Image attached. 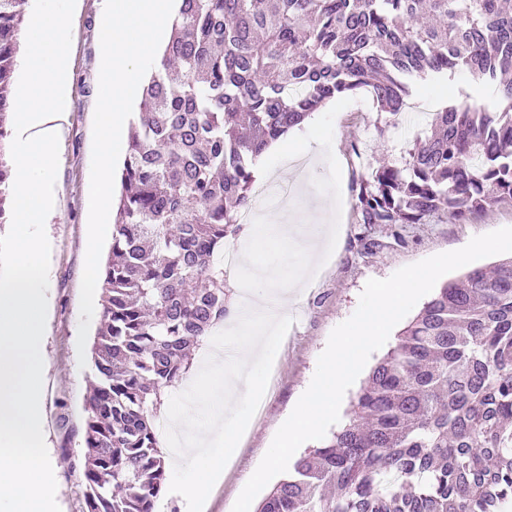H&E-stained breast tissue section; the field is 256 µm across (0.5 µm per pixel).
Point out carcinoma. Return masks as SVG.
Masks as SVG:
<instances>
[{
    "mask_svg": "<svg viewBox=\"0 0 512 512\" xmlns=\"http://www.w3.org/2000/svg\"><path fill=\"white\" fill-rule=\"evenodd\" d=\"M0 0V227L10 223L12 77L23 14ZM487 79L364 180L360 224L464 219L512 201L507 0H181L129 130L111 255L99 271L83 429L85 512H155L167 483L155 418L191 348L224 322V238L252 162L326 101L367 87L402 114L411 83ZM352 416L256 512H509L512 257L443 284L370 369Z\"/></svg>",
    "mask_w": 512,
    "mask_h": 512,
    "instance_id": "carcinoma-1",
    "label": "carcinoma"
}]
</instances>
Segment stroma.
<instances>
[{"instance_id": "obj_1", "label": "stroma", "mask_w": 512, "mask_h": 512, "mask_svg": "<svg viewBox=\"0 0 512 512\" xmlns=\"http://www.w3.org/2000/svg\"><path fill=\"white\" fill-rule=\"evenodd\" d=\"M102 11L103 0H76L69 54L71 93L59 134L57 204L45 224L51 246V312L41 342L46 382L42 408L61 512L84 510L82 432L91 371L79 364L77 337ZM351 98L333 124L332 149L341 166L343 248L331 255L320 275L300 283V300L289 311L293 323L276 354L261 410L254 414L236 458L226 464L224 478L203 512H232L248 472L258 467L279 425L307 389L333 328L355 312L367 280L388 278L401 267L464 247L474 236L512 227V203L463 220L440 214L423 224L397 226L358 224L353 210L360 183L379 163L400 157L424 129L428 113L463 102L489 105L492 92L487 84L461 75L415 81L409 107L397 117L380 111L368 89L354 91Z\"/></svg>"}]
</instances>
